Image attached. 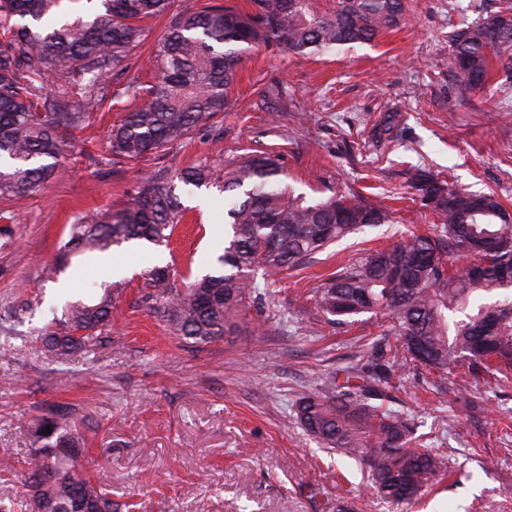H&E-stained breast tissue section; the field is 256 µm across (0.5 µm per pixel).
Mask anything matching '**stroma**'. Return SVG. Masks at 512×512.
<instances>
[{
	"instance_id": "35a3bbf8",
	"label": "stroma",
	"mask_w": 512,
	"mask_h": 512,
	"mask_svg": "<svg viewBox=\"0 0 512 512\" xmlns=\"http://www.w3.org/2000/svg\"><path fill=\"white\" fill-rule=\"evenodd\" d=\"M402 23L376 41L304 57L259 46L242 61L229 109L201 122L160 160L107 159L122 105L74 131L64 166L42 195L0 201V500H20L43 406L65 404L85 432L83 461L112 497V512H512V379L472 401L406 372L394 408L445 473L411 504L378 496L367 468L323 447L294 404L320 379L360 363L385 316L337 327L315 319L313 290L352 259L408 232L427 233L435 212L415 174L495 194L512 212V77L490 64L481 89L460 97L448 73L450 34L505 0H407ZM281 86L284 98L271 95ZM288 112L274 114L280 106ZM279 156L288 191L311 202L344 195L388 207L394 221L364 227L298 267L268 279L235 331L195 345L150 312L142 274L156 261L176 284L216 268L224 195L180 190L183 212L168 244L73 257L49 267L75 218L124 208L156 165L230 163ZM118 285V311L95 351L46 360L41 336L66 300Z\"/></svg>"
}]
</instances>
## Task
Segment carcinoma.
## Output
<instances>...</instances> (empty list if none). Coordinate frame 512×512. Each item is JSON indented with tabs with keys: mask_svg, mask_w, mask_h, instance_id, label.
Masks as SVG:
<instances>
[{
	"mask_svg": "<svg viewBox=\"0 0 512 512\" xmlns=\"http://www.w3.org/2000/svg\"><path fill=\"white\" fill-rule=\"evenodd\" d=\"M60 0H0V199L42 194L63 167L66 137L90 123L94 113L122 100L147 96L123 113L108 133L109 154L126 160L159 155L193 127L227 111L243 56L263 43L296 55L370 43L403 21L404 0H336L325 15L310 0H252L251 13L230 5L185 11L162 35L151 55L129 63L145 41L143 22L168 13L172 0H102L105 12L72 21L45 19ZM451 76L459 95L479 88L493 58H512V27L492 13L456 29L449 38ZM150 71L147 86L141 73ZM279 159L254 156L219 169L199 163L178 171L160 168L146 177L131 202L117 211L81 217L52 271L71 255L104 253L133 240L167 239L180 216L174 183L232 196L229 225L217 262L222 271L179 290L166 268L144 272L149 309L194 344L219 340L236 326L260 283L300 265L365 224H385L389 211L341 197L310 204L288 195ZM415 187L440 221L433 236L412 235L353 261L314 290L315 315L344 324L365 313L387 315L392 324L365 343L367 372L331 373L295 403L303 428L323 445L363 461L376 491L409 502L442 482L436 458L419 447L408 414L391 406L393 379L410 369L439 375L455 385L466 370L512 375V223L493 194L457 189L433 176ZM500 245L484 272V255L471 248L479 238ZM475 257L461 274L449 272L443 253ZM112 288L92 301L65 302L55 330L42 337L54 358L71 349L94 350L100 331L112 324ZM74 410L50 405L35 419L46 440L33 449L25 478L26 512H112V499L80 463L86 440L71 421ZM51 429L54 435L45 434Z\"/></svg>",
	"mask_w": 512,
	"mask_h": 512,
	"instance_id": "obj_1",
	"label": "carcinoma"
}]
</instances>
